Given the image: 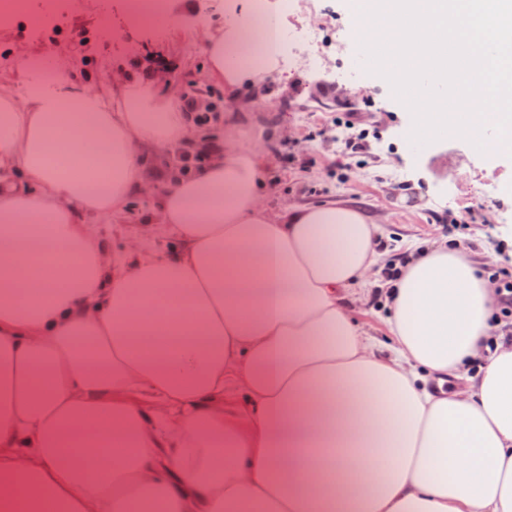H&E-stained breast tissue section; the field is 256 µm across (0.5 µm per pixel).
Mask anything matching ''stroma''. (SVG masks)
I'll list each match as a JSON object with an SVG mask.
<instances>
[{
  "mask_svg": "<svg viewBox=\"0 0 512 512\" xmlns=\"http://www.w3.org/2000/svg\"><path fill=\"white\" fill-rule=\"evenodd\" d=\"M224 2L168 0V14L157 28L126 16L116 38L102 34L100 0H80L68 19L41 32L30 17H18L9 28H0V80L16 82L17 47L48 56L61 43L71 57L70 69L89 74L94 85L119 69L138 72L149 53L174 60L172 76L180 83H209L202 33L223 28ZM322 6L317 15L284 20L288 29L316 24L321 36L318 46H294L291 59L283 63L289 80L275 74L244 92L240 135L268 166L265 200L271 214L330 201L355 206L387 243L386 265L396 262L407 244L445 238L443 218L462 216L468 228L459 239L473 259L500 268L497 243L512 229V170L491 167L466 139L454 136L408 152V114L392 87L375 77L368 64L356 61L344 0H323ZM319 78L326 80V95L335 106L313 101L312 85ZM341 84L357 91L354 101L337 98ZM353 110L370 114L376 126L366 150L344 157L336 135ZM155 209L154 202L142 201L137 215L103 226L102 232L114 244L137 245Z\"/></svg>",
  "mask_w": 512,
  "mask_h": 512,
  "instance_id": "35a3bbf8",
  "label": "stroma"
}]
</instances>
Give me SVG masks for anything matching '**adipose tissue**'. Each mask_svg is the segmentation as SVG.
Listing matches in <instances>:
<instances>
[{"label":"adipose tissue","instance_id":"1","mask_svg":"<svg viewBox=\"0 0 512 512\" xmlns=\"http://www.w3.org/2000/svg\"><path fill=\"white\" fill-rule=\"evenodd\" d=\"M278 23L231 6L209 34L224 153L161 194V256L110 258L94 225L189 139L179 96L30 55L0 82V512H512V336L469 250L381 278L382 341L347 306L377 227L262 204L236 109Z\"/></svg>","mask_w":512,"mask_h":512}]
</instances>
